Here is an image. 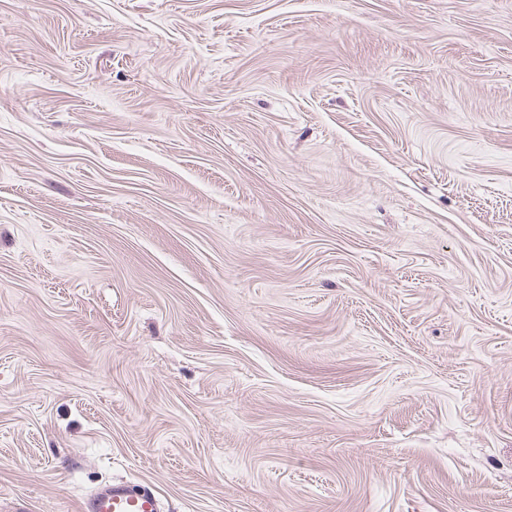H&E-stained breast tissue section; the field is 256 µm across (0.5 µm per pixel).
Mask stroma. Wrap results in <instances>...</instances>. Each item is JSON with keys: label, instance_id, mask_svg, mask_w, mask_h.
Here are the masks:
<instances>
[{"label": "stroma", "instance_id": "stroma-1", "mask_svg": "<svg viewBox=\"0 0 512 512\" xmlns=\"http://www.w3.org/2000/svg\"><path fill=\"white\" fill-rule=\"evenodd\" d=\"M512 512V0H0V512ZM159 495L151 487L134 489L122 481L100 488L83 502L87 512H159Z\"/></svg>", "mask_w": 512, "mask_h": 512}]
</instances>
